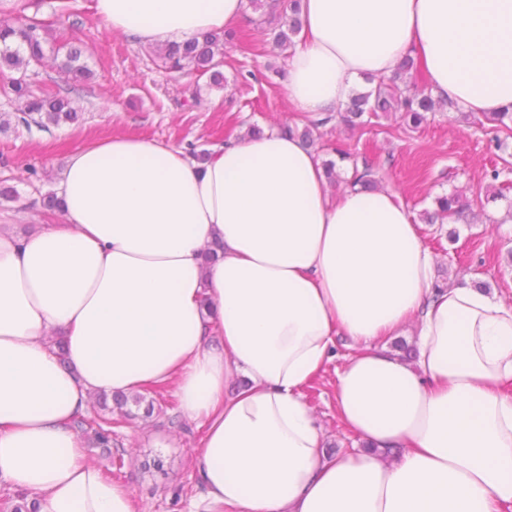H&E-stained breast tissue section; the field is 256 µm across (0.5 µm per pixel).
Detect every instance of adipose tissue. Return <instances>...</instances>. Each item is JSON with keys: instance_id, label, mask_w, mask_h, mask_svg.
Here are the masks:
<instances>
[{"instance_id": "adipose-tissue-1", "label": "adipose tissue", "mask_w": 512, "mask_h": 512, "mask_svg": "<svg viewBox=\"0 0 512 512\" xmlns=\"http://www.w3.org/2000/svg\"><path fill=\"white\" fill-rule=\"evenodd\" d=\"M243 6L94 4L111 32L160 46L224 29ZM301 19L284 86L295 112L336 111L409 53L458 111L512 105V0H301ZM58 196V223L0 224V485L39 512H138L71 422L93 393L171 381L204 428L207 512H512V305L435 288L396 193L331 194L319 156L273 130L203 162L95 141L71 154ZM411 328L408 362L385 344ZM341 339L336 414L360 445L333 456L303 390ZM236 373L247 384L230 396Z\"/></svg>"}]
</instances>
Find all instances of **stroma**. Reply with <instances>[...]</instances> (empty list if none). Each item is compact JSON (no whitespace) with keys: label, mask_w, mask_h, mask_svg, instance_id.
Listing matches in <instances>:
<instances>
[{"label":"stroma","mask_w":512,"mask_h":512,"mask_svg":"<svg viewBox=\"0 0 512 512\" xmlns=\"http://www.w3.org/2000/svg\"><path fill=\"white\" fill-rule=\"evenodd\" d=\"M94 0H0V19L24 14L43 25L56 46L83 43V60L93 77L73 93L79 114L75 123L27 128L15 114L20 101L10 92L11 73L0 74V187L18 200L0 197V213L8 214L18 231L45 224L52 215L42 206L47 192L58 190L59 173L71 153L114 135L150 139L184 150L207 151L244 136L252 127L264 130L298 120L283 92L284 52L273 45L259 14L244 6L236 26L246 33L245 45L225 46L222 85L208 77L169 73L160 67L155 47L111 33L97 16ZM397 114L355 131L328 124L316 134L323 159H336V145L348 151L368 149L379 166L381 186L394 191L412 214L433 209L437 196L465 195L474 220L455 226V240L421 227L436 257L440 278H465L469 285L486 284L489 293L512 305V191L505 198L486 199L488 171L498 157L489 129L475 117L445 109L430 113L427 123L400 130ZM339 346L333 367L306 389L327 453L357 447L358 440L336 416L335 370L349 355ZM202 436L197 422L181 418L172 425L162 410L145 414L134 408L125 424L115 428L111 449L124 454L125 465L112 467L109 449L87 444L86 455L101 473L128 486L140 512H190L199 486L196 449ZM161 469L143 472L144 460Z\"/></svg>","instance_id":"obj_1"}]
</instances>
